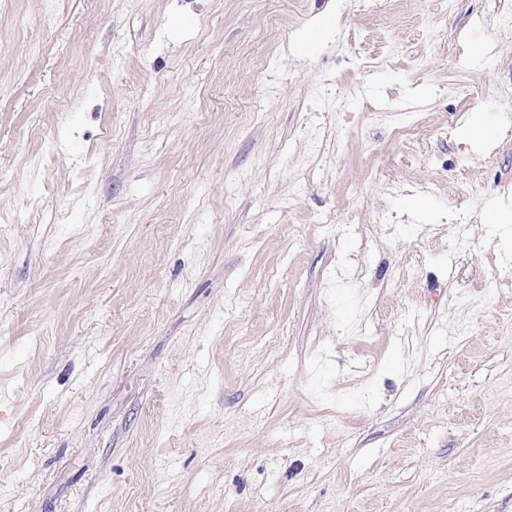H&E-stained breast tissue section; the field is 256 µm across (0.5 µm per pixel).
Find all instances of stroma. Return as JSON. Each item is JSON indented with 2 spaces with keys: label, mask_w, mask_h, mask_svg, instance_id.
I'll return each mask as SVG.
<instances>
[{
  "label": "stroma",
  "mask_w": 512,
  "mask_h": 512,
  "mask_svg": "<svg viewBox=\"0 0 512 512\" xmlns=\"http://www.w3.org/2000/svg\"><path fill=\"white\" fill-rule=\"evenodd\" d=\"M511 114L512 0H0V512H512Z\"/></svg>",
  "instance_id": "1"
}]
</instances>
